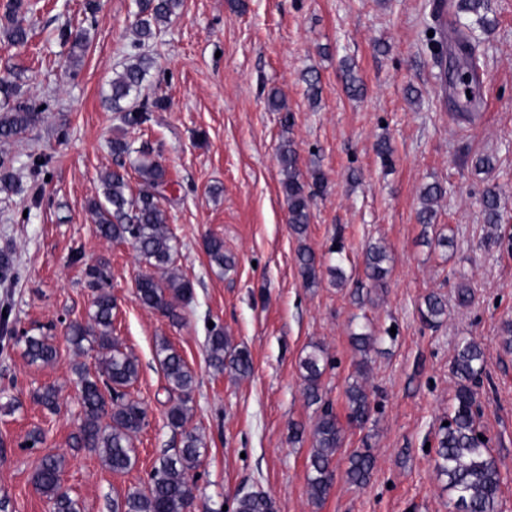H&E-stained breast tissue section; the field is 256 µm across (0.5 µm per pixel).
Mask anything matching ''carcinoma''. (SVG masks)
Segmentation results:
<instances>
[{"label": "carcinoma", "mask_w": 512, "mask_h": 512, "mask_svg": "<svg viewBox=\"0 0 512 512\" xmlns=\"http://www.w3.org/2000/svg\"><path fill=\"white\" fill-rule=\"evenodd\" d=\"M180 6L181 0H139V11L133 25L136 40L131 44L135 53L132 61L109 83L112 109L123 113L124 120L130 124L143 122L144 112L148 111L145 99L132 107L124 106L139 95L152 67V58L141 48L162 25L170 21ZM30 9L29 0H14L11 15L3 28V44L23 46L28 42L30 27L25 23V13ZM457 56V81L470 91V98L466 99L470 104L480 89L479 57L471 38L457 43ZM39 118L40 113L21 98L19 85L6 76L1 77L0 140L6 141L25 132ZM277 162L283 175L281 188L288 209V224L301 238L306 234L312 217L313 192L310 184L322 182V177L317 173L308 176L301 170L297 152L289 139L279 145ZM135 171L144 185L143 189L132 190L128 173L120 164L104 176L102 197L91 202L90 210L101 237L129 243L148 265L149 272L137 279L136 295L140 303L178 324L183 320L180 304L191 299L192 285L178 273V241L168 228L166 211L159 200L160 188L168 184L166 171L148 162L135 166ZM444 194L445 190L437 183L423 188V205L419 210L421 223H432L433 204ZM482 206L486 222L498 227L497 187L485 189ZM205 250L210 265L219 273L234 268V256L224 252V239L217 236L208 238ZM389 262L390 256L385 247L370 244L365 249V274L374 287L386 285L391 272ZM297 264L304 285L308 288L317 285L321 262L309 247H299ZM85 274L95 285L90 322L86 325L70 324L67 339L80 353L84 352L86 343L96 350L98 374L91 376L81 366L74 368L78 376L81 417L78 431L72 436L71 447L94 451L112 472L123 473L135 465L134 442L148 424L147 408L129 392L138 380L139 362L112 336V315L116 304L111 291L105 287V266H90ZM420 315L424 323L438 325L448 316L447 302L437 294H430L424 300ZM351 344L361 355L357 373L362 377L376 338L373 331L366 328L352 334ZM155 353L167 381L166 422L168 427L181 433V448L172 456L160 457L152 468L147 487L113 501L112 512H191L195 499L190 473L199 467L206 449L203 435L188 427L196 379L183 356L167 340L158 342ZM205 353L208 367L216 374L228 373L245 378L252 371L249 353L233 345L221 329L215 328L207 336ZM23 354L30 363L42 365H52L58 357L53 337L44 334L25 337ZM327 363L328 356L321 344L311 345L300 360L306 396L310 403L319 405L311 430L313 451L307 471L309 496L316 505L322 504L330 493L332 462L343 444L342 427L333 406L320 394L321 378ZM484 367L485 353L479 344L465 341L457 347L452 370L459 379V386L451 406L449 425L442 427L435 467L440 475L447 477L448 490L454 495L455 506L461 512H498L500 471L474 426L476 393L472 384L480 378ZM345 396L348 421L360 427L365 425L371 412L365 385L354 380L346 388ZM36 398L49 410L54 411L59 406V390L53 385L40 388ZM373 464L370 449L353 451L345 471L347 480L357 486L367 484ZM64 467V456L47 454L33 473L32 483L47 497L52 512H81L78 500L62 484ZM234 512H276V505L266 492L252 490L236 499Z\"/></svg>", "instance_id": "1"}]
</instances>
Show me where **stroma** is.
I'll return each mask as SVG.
<instances>
[{
	"label": "stroma",
	"instance_id": "1",
	"mask_svg": "<svg viewBox=\"0 0 512 512\" xmlns=\"http://www.w3.org/2000/svg\"><path fill=\"white\" fill-rule=\"evenodd\" d=\"M85 5L36 0L28 43L0 47V76L15 78L42 110L30 130L0 142V159L19 186L0 194V250L11 252L17 271L0 283V312L9 311L13 330L0 338V497L8 498V512H51L32 483L44 454L65 456L63 482L81 512H112L113 498L144 488L155 461L180 448V434L166 425L168 394L155 356L163 338L197 377L191 424L206 451L191 481L210 512L258 489L274 498L277 512H455L434 447L457 387L455 351L475 340L486 353L477 426L501 474L498 510L512 512V354L501 347L503 324L512 321V0H484L491 25L481 35L483 102L471 122L459 118L457 97L426 44L436 0H183L148 43L154 66L141 94L162 106L137 125L104 100L130 54L135 2L99 0L93 12ZM62 28L88 36L69 68ZM347 66L361 95L345 91ZM311 70L320 77L315 100L305 83ZM273 90L293 115L290 128L268 106ZM286 137L301 169L325 178L301 239L288 224L280 186L276 155ZM116 138L131 142L133 153L116 159ZM384 138L392 147L388 166L377 153ZM33 153L49 159L38 180L28 167ZM481 157L490 166H479ZM120 161L167 170L161 204L179 244L177 265L193 288L181 324L140 304L136 280L146 265L130 244L96 231L88 205ZM434 182L446 194L427 227L417 218L419 192ZM491 184L500 189L495 229L481 206ZM210 235L223 238L233 270L211 267ZM439 235L453 237V246L435 245ZM338 236L347 254L344 286L323 268L317 286L305 287L299 245L326 262ZM376 242L392 257L382 290L363 274V251ZM101 262L117 304L113 334L140 363L130 393L148 411L136 463L122 474L70 446L80 422L72 367L79 362L93 374L97 361L92 351L75 354L67 327L87 322L94 290L85 270ZM463 285L472 291L464 305L457 300ZM433 292L448 301V316L435 327L419 314ZM365 324L379 338L365 380L372 414L364 427L345 426L332 489L318 506L307 486L312 438L291 436L292 425L311 427L316 412L299 362L308 345L326 348L321 393L346 418L345 389L358 360L350 336ZM213 325L249 351V377L208 369L204 346ZM25 333L53 336L56 363H29L18 342ZM47 384L61 389L58 412L32 397ZM34 429L45 442L26 447ZM366 444L374 468L358 487L345 477L347 459Z\"/></svg>",
	"mask_w": 512,
	"mask_h": 512
}]
</instances>
